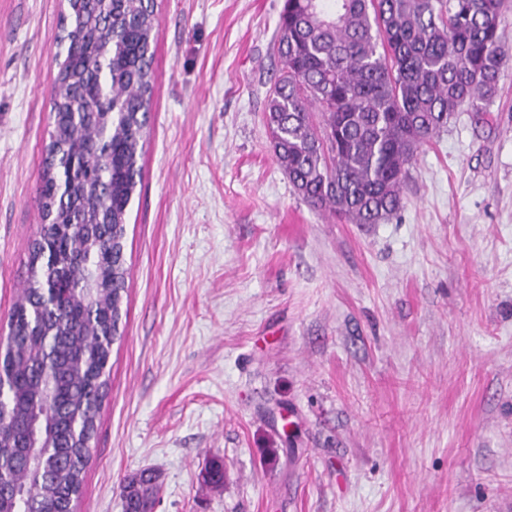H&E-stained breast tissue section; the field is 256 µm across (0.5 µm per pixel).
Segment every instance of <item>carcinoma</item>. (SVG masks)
Instances as JSON below:
<instances>
[{"label": "carcinoma", "instance_id": "cac0c4a2", "mask_svg": "<svg viewBox=\"0 0 512 512\" xmlns=\"http://www.w3.org/2000/svg\"><path fill=\"white\" fill-rule=\"evenodd\" d=\"M502 0H284L264 111L275 159L309 206L351 224L403 207L419 149L496 95ZM155 0H67L39 176L41 228L0 351V512H72L121 336L128 212L149 126ZM34 438L38 448H27ZM200 483L224 486L210 460ZM159 485L122 487L152 512Z\"/></svg>", "mask_w": 512, "mask_h": 512}]
</instances>
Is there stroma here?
<instances>
[{"mask_svg": "<svg viewBox=\"0 0 512 512\" xmlns=\"http://www.w3.org/2000/svg\"><path fill=\"white\" fill-rule=\"evenodd\" d=\"M283 5L157 0L124 334L74 512H123L144 469L153 512H512V0L496 96L419 150L383 224L310 207L276 162ZM65 8L0 0V333Z\"/></svg>", "mask_w": 512, "mask_h": 512, "instance_id": "obj_1", "label": "stroma"}]
</instances>
